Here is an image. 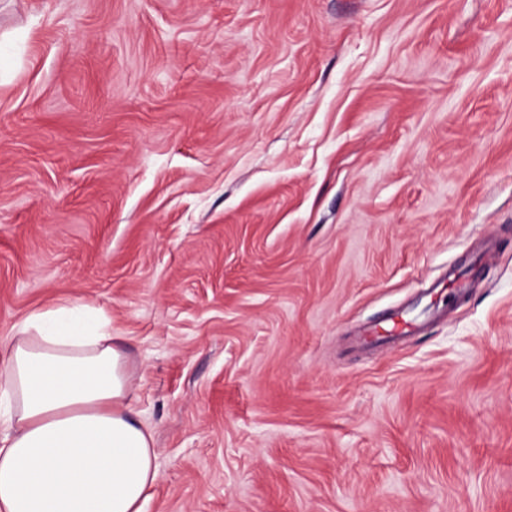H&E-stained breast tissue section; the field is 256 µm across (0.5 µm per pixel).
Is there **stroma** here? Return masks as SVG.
<instances>
[{"label": "stroma", "instance_id": "obj_1", "mask_svg": "<svg viewBox=\"0 0 512 512\" xmlns=\"http://www.w3.org/2000/svg\"><path fill=\"white\" fill-rule=\"evenodd\" d=\"M60 304L145 512H512V0H0V344Z\"/></svg>", "mask_w": 512, "mask_h": 512}]
</instances>
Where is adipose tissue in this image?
<instances>
[{
  "instance_id": "obj_1",
  "label": "adipose tissue",
  "mask_w": 512,
  "mask_h": 512,
  "mask_svg": "<svg viewBox=\"0 0 512 512\" xmlns=\"http://www.w3.org/2000/svg\"><path fill=\"white\" fill-rule=\"evenodd\" d=\"M127 356L95 310L30 314L0 349V512H143L157 480Z\"/></svg>"
}]
</instances>
